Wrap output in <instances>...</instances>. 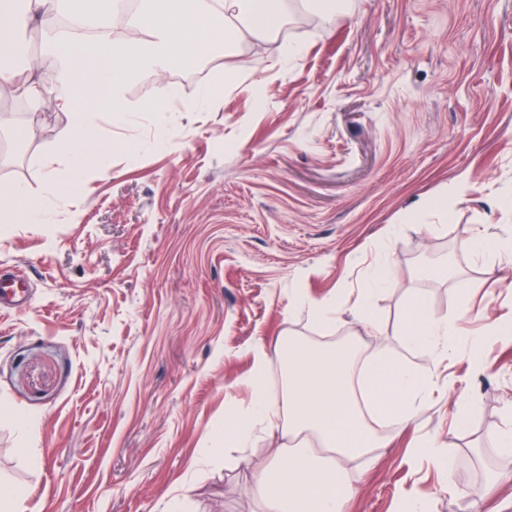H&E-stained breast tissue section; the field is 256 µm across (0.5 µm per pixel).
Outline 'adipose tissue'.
<instances>
[{"mask_svg":"<svg viewBox=\"0 0 512 512\" xmlns=\"http://www.w3.org/2000/svg\"><path fill=\"white\" fill-rule=\"evenodd\" d=\"M290 13L288 0H143L136 11L124 0H0V86L38 102H51L69 115L51 153L65 157V171L48 169L43 195L31 199L26 185L0 189V234L15 224H46L52 206L76 189L88 171L108 174L119 142L100 124L102 112L119 123H132L126 104L130 81L164 75L179 59L200 57L214 34L232 51L247 39L276 37ZM94 27L89 38L56 33L62 16ZM41 32V48L20 67L10 46L30 23ZM146 32L139 42L111 36V24ZM50 62V85L32 82L30 73ZM458 316L437 318L422 300L412 302L402 324L401 351L382 346L363 352L357 342L333 348L298 337L279 342L277 358L286 389L272 394L265 383L269 359L263 346L253 348V368L246 384L248 407L224 419V459L252 447L261 436L282 432L313 437L316 447L276 449L271 465L253 474V489L263 512H344L353 492L342 463L366 457L383 438L366 418L367 410L393 428L410 427L428 404L437 383L432 371L409 357L416 350L441 358L459 349L476 354L479 338L464 339Z\"/></svg>","mask_w":512,"mask_h":512,"instance_id":"1","label":"adipose tissue"}]
</instances>
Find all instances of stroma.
<instances>
[{
    "mask_svg": "<svg viewBox=\"0 0 512 512\" xmlns=\"http://www.w3.org/2000/svg\"><path fill=\"white\" fill-rule=\"evenodd\" d=\"M292 12L274 40L216 52L191 72L128 84L139 109L111 126L112 172L89 173L49 224L0 234V273L23 268L32 303L0 310V483L25 487L24 512H260L253 470L280 436L225 463L217 421L247 407L251 348L280 337L362 348L400 345L413 298L464 312L484 333L477 359L438 363L415 424L381 426L373 459L345 460L346 512H400L411 489L444 480L414 453L433 440L454 461L458 496L430 512H512V452L493 432L512 411V263L477 257L481 236L512 240V0H343ZM303 53L282 62V42ZM224 88L211 109L198 89ZM156 112L141 111L144 103ZM22 143L0 136V185L40 197L43 158L65 112L0 94ZM165 130L168 146L154 144ZM374 326L355 306L369 270ZM326 304L329 327L292 314L296 294ZM474 400L456 424L460 393ZM391 283L386 264H378L369 275L367 287L362 289L359 299V318L367 326H373L375 323L371 298L384 288L390 287Z\"/></svg>",
    "mask_w": 512,
    "mask_h": 512,
    "instance_id": "stroma-1",
    "label": "stroma"
}]
</instances>
